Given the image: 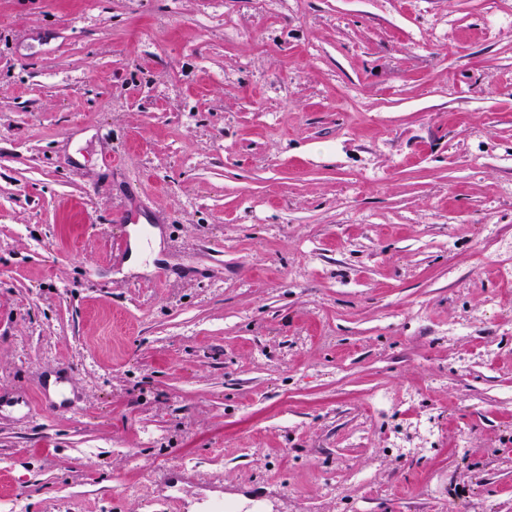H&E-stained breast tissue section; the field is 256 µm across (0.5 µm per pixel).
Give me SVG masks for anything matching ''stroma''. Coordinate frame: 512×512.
<instances>
[{
  "instance_id": "35a3bbf8",
  "label": "stroma",
  "mask_w": 512,
  "mask_h": 512,
  "mask_svg": "<svg viewBox=\"0 0 512 512\" xmlns=\"http://www.w3.org/2000/svg\"><path fill=\"white\" fill-rule=\"evenodd\" d=\"M512 0H0V512H512Z\"/></svg>"
}]
</instances>
